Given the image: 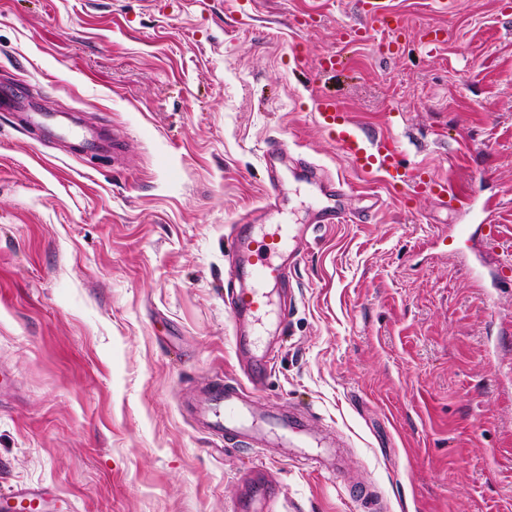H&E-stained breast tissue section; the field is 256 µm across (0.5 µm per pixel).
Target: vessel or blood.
<instances>
[{"instance_id": "vessel-or-blood-1", "label": "vessel or blood", "mask_w": 512, "mask_h": 512, "mask_svg": "<svg viewBox=\"0 0 512 512\" xmlns=\"http://www.w3.org/2000/svg\"><path fill=\"white\" fill-rule=\"evenodd\" d=\"M357 4L365 19L389 32L391 41H398L405 34L403 17L394 8L392 0H357ZM316 110L320 123L336 134L341 150L362 176H379L390 189L408 185L435 195L446 206L466 208V201L449 190L445 183L435 180L426 168L402 170L398 146L393 138L386 135L361 138L352 116L342 112L334 99L320 97ZM35 118L47 134L81 139L87 149H94V142L85 140L82 129L64 123L59 114L39 112ZM300 241V235L294 234L291 226L271 223L235 236L231 244L232 252L242 258L240 273L248 282L246 288L232 297L234 307L248 326L247 335L238 337L236 347L248 351L250 364L244 372L245 384L230 385L219 378L207 381L203 401L196 408L195 416L214 435L241 437L254 444L262 440L248 422L249 416L255 413V404L247 399L248 394L261 390L270 364L266 351L260 350L257 344L258 329L274 304L269 288L288 280L291 269L284 257L295 252ZM45 496V490L21 486L10 494L20 512H33L36 502Z\"/></svg>"}]
</instances>
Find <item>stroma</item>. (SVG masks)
<instances>
[{
	"mask_svg": "<svg viewBox=\"0 0 512 512\" xmlns=\"http://www.w3.org/2000/svg\"><path fill=\"white\" fill-rule=\"evenodd\" d=\"M397 54L355 0H0V512H512V0H459L427 52L431 0H395ZM338 53L336 70L321 58ZM328 95L456 211L355 173L318 121ZM73 113L94 155L27 122ZM343 178L360 222L310 228L322 197L291 163L263 211L264 158ZM493 206L491 224L483 210ZM308 225L259 393L334 446L338 468L221 440L192 418L239 376L226 242Z\"/></svg>",
	"mask_w": 512,
	"mask_h": 512,
	"instance_id": "stroma-1",
	"label": "stroma"
}]
</instances>
